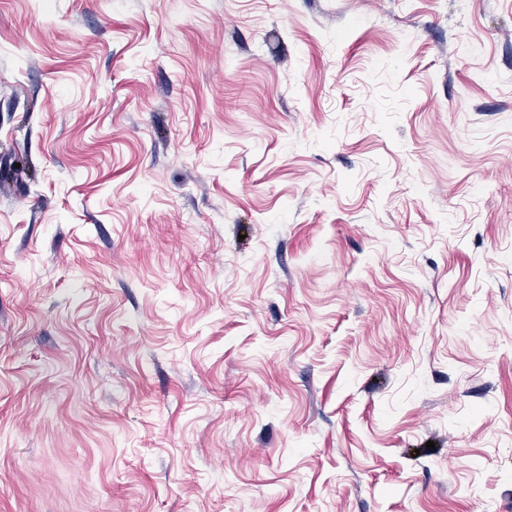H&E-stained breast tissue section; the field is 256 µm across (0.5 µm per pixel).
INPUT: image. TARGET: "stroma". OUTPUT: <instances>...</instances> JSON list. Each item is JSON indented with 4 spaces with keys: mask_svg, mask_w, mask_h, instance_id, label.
Masks as SVG:
<instances>
[{
    "mask_svg": "<svg viewBox=\"0 0 512 512\" xmlns=\"http://www.w3.org/2000/svg\"><path fill=\"white\" fill-rule=\"evenodd\" d=\"M0 512H512V0H0Z\"/></svg>",
    "mask_w": 512,
    "mask_h": 512,
    "instance_id": "obj_1",
    "label": "stroma"
}]
</instances>
